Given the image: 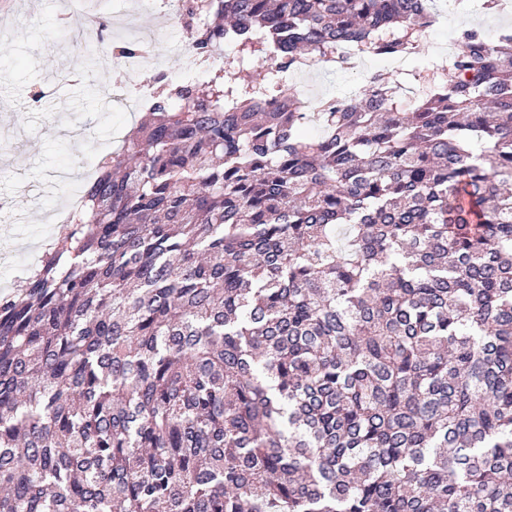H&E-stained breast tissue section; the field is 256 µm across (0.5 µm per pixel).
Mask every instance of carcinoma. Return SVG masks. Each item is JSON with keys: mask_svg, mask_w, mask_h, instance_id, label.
<instances>
[{"mask_svg": "<svg viewBox=\"0 0 512 512\" xmlns=\"http://www.w3.org/2000/svg\"><path fill=\"white\" fill-rule=\"evenodd\" d=\"M426 3L188 0L260 65L168 85L0 295V512H512V31L322 136L263 74Z\"/></svg>", "mask_w": 512, "mask_h": 512, "instance_id": "1", "label": "carcinoma"}]
</instances>
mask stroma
Masks as SVG:
<instances>
[{"instance_id": "stroma-1", "label": "stroma", "mask_w": 512, "mask_h": 512, "mask_svg": "<svg viewBox=\"0 0 512 512\" xmlns=\"http://www.w3.org/2000/svg\"><path fill=\"white\" fill-rule=\"evenodd\" d=\"M69 0H13L11 19L24 28L0 25V198L19 207L0 213V275L12 288L26 262L25 243L37 240L69 197L56 185L58 171H81L98 157L99 142L123 134L136 115L112 110L99 113L102 91L113 74L111 51L88 48L70 16ZM457 10H449L448 27L424 36L422 50L407 59L399 75L434 71L433 50L456 39ZM353 74L321 68L301 71L297 88L315 96L344 95Z\"/></svg>"}]
</instances>
